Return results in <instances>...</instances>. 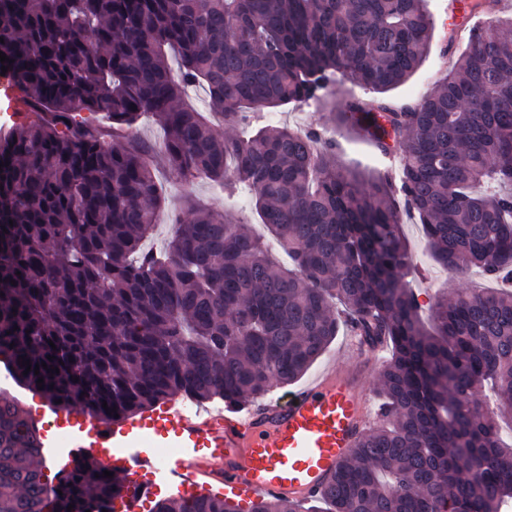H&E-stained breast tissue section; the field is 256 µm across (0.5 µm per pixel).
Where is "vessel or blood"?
Wrapping results in <instances>:
<instances>
[{"label": "vessel or blood", "instance_id": "1", "mask_svg": "<svg viewBox=\"0 0 512 512\" xmlns=\"http://www.w3.org/2000/svg\"><path fill=\"white\" fill-rule=\"evenodd\" d=\"M372 411L363 367L331 366L277 399L225 406L218 411L185 412L169 403L160 414L173 436L155 455L152 443H137L125 427L83 417L75 439L78 454L100 457L101 449L122 448L121 468L151 470L176 495L198 492L205 480L220 483L226 496L248 506L256 498L294 499L317 495L350 454Z\"/></svg>", "mask_w": 512, "mask_h": 512}]
</instances>
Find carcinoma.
I'll return each mask as SVG.
<instances>
[{
    "label": "carcinoma",
    "instance_id": "cac0c4a2",
    "mask_svg": "<svg viewBox=\"0 0 512 512\" xmlns=\"http://www.w3.org/2000/svg\"><path fill=\"white\" fill-rule=\"evenodd\" d=\"M427 2L0 0V67L27 113L0 136V355L20 385L119 424L177 395L234 404L290 385L342 321L390 349L379 420L319 495L246 511L169 495L153 512H501L512 500V445L498 437L512 417V16L470 29L447 73L396 112L380 94L426 57ZM346 79L376 97L336 98ZM197 86L202 110L188 101ZM311 103L399 154L396 182L344 170L316 128L259 122ZM146 116L160 141L136 135ZM215 116L237 135L219 136ZM158 158L186 211L148 249L168 196ZM202 178L249 188L291 264L248 222L196 202ZM399 196L436 263L501 286L423 313L404 281ZM486 385L495 413L473 400ZM42 457L27 413L1 400L0 512H114L122 470L107 478L82 456L50 485Z\"/></svg>",
    "mask_w": 512,
    "mask_h": 512
}]
</instances>
